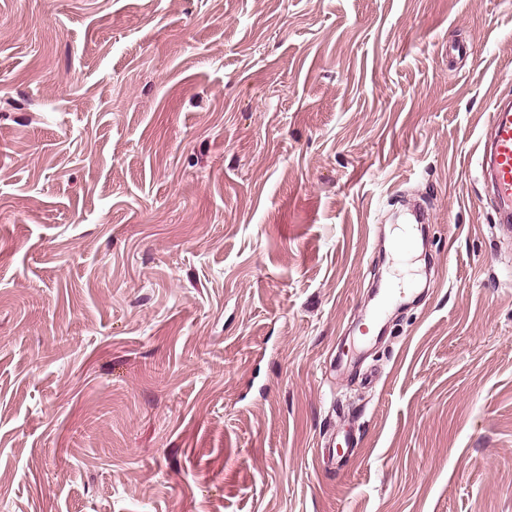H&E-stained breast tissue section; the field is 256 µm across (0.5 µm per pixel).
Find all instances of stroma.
Segmentation results:
<instances>
[{
  "label": "stroma",
  "instance_id": "obj_1",
  "mask_svg": "<svg viewBox=\"0 0 512 512\" xmlns=\"http://www.w3.org/2000/svg\"><path fill=\"white\" fill-rule=\"evenodd\" d=\"M502 97L512 0H0V512H512ZM487 128L490 140L485 146L484 163L495 201L499 227L511 232L505 217L512 213V106L511 103H492Z\"/></svg>",
  "mask_w": 512,
  "mask_h": 512
}]
</instances>
